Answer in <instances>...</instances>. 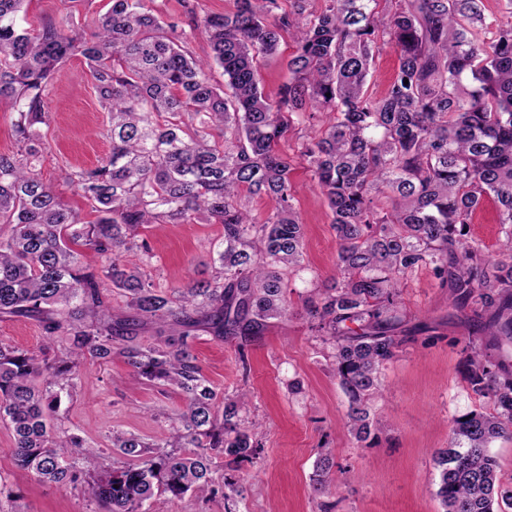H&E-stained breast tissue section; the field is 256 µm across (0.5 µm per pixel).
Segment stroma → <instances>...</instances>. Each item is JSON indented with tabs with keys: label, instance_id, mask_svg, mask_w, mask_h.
I'll use <instances>...</instances> for the list:
<instances>
[{
	"label": "stroma",
	"instance_id": "1",
	"mask_svg": "<svg viewBox=\"0 0 512 512\" xmlns=\"http://www.w3.org/2000/svg\"><path fill=\"white\" fill-rule=\"evenodd\" d=\"M109 7V0H30L26 22L39 29L68 13L74 24L87 29L91 18ZM154 8L165 21L186 29L188 49L196 59H210L208 38L190 28L182 0H155ZM293 51L286 36L275 53L259 58L268 96H276ZM45 102L52 121L39 129L45 145L40 176L82 218L91 219L89 203L66 184L65 176L73 168L97 165L111 145L104 136L109 115L82 55H72L58 67ZM291 179L304 226V262L288 281L290 314L269 319L261 335L247 341L207 334L192 341L202 372L216 392L244 386L252 399L251 411L263 425L260 459L231 463L215 455L212 479L218 486L227 480L240 486L236 512H442L435 496L433 457L449 445L451 419L479 406L461 377L468 330L432 269L407 275L402 306L412 322L429 323L432 329L417 335L382 368L374 410L385 429L371 446L356 442L345 417L346 398L332 372L331 348L312 336L301 310L302 296L338 276L332 214L305 165L294 164ZM140 235L153 254L141 268L166 289L210 277L211 259L222 248L221 225L202 220L162 230L147 226ZM469 236L485 259H495L504 235L492 202L475 212ZM183 404L176 388L134 380L130 367L116 355L106 363L82 365L73 387L62 395L56 417L108 466L117 458L113 431L158 442L167 436ZM13 446L7 423L0 421V512H94L80 485H44L17 468ZM323 448L348 471L328 497L316 496L310 484Z\"/></svg>",
	"mask_w": 512,
	"mask_h": 512
}]
</instances>
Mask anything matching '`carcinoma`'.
<instances>
[{
	"label": "carcinoma",
	"mask_w": 512,
	"mask_h": 512,
	"mask_svg": "<svg viewBox=\"0 0 512 512\" xmlns=\"http://www.w3.org/2000/svg\"><path fill=\"white\" fill-rule=\"evenodd\" d=\"M25 2L0 0V102L11 106L18 145L0 153V318L38 322L47 345L36 353L0 342V419L17 466L41 483L82 482L105 512H152L161 494L218 493L211 452L259 458L247 395L218 397L189 340L200 331L247 339L288 312L287 275L302 267L304 233L279 145L310 105L330 120L298 158L332 213L340 279L302 308L331 345L350 431L365 442L381 430L371 415L381 369L429 330L403 313L401 278L430 267L458 319L483 335L462 375L484 406L451 420L449 447L434 457L435 495L443 512H512L490 453L495 440L512 439V364L488 354L512 344V21L485 15L480 0H394L389 15L375 12L378 0H326L317 14L307 0L291 11L279 0H236L234 12L201 19L184 0L210 42L209 63L149 0H111L90 39L66 16L22 27ZM287 31L296 47L271 99L257 57ZM385 37L399 48L398 68L373 99L366 78ZM75 53L110 116L109 158L68 176L96 213L88 222L37 170L35 128L51 118L44 89ZM213 63L229 98L210 82ZM255 198L271 202L261 218ZM486 200L504 233L493 262L464 232ZM195 218L224 229L212 278L162 290L125 259L151 258L140 228ZM150 326L174 336L145 345L138 336ZM114 354L136 379L178 388L184 407L161 442L112 433L132 462L100 472L83 440L53 432L50 420L81 365ZM336 467L318 455L314 492L336 491Z\"/></svg>",
	"instance_id": "cac0c4a2"
}]
</instances>
